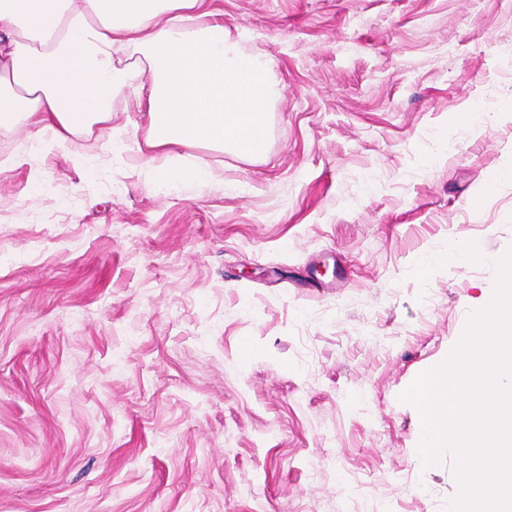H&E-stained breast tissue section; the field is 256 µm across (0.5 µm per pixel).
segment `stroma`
Segmentation results:
<instances>
[{"label": "stroma", "mask_w": 512, "mask_h": 512, "mask_svg": "<svg viewBox=\"0 0 512 512\" xmlns=\"http://www.w3.org/2000/svg\"><path fill=\"white\" fill-rule=\"evenodd\" d=\"M212 8L283 88L260 155L154 182L130 87L112 140L0 128V512H451L398 396L512 249V0Z\"/></svg>", "instance_id": "1"}]
</instances>
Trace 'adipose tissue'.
I'll use <instances>...</instances> for the list:
<instances>
[{
	"label": "adipose tissue",
	"instance_id": "1",
	"mask_svg": "<svg viewBox=\"0 0 512 512\" xmlns=\"http://www.w3.org/2000/svg\"><path fill=\"white\" fill-rule=\"evenodd\" d=\"M211 14L209 0H0V127L24 119L44 148L109 122L130 78L120 52L150 74L137 92L164 157L189 144L258 155L282 88Z\"/></svg>",
	"mask_w": 512,
	"mask_h": 512
}]
</instances>
